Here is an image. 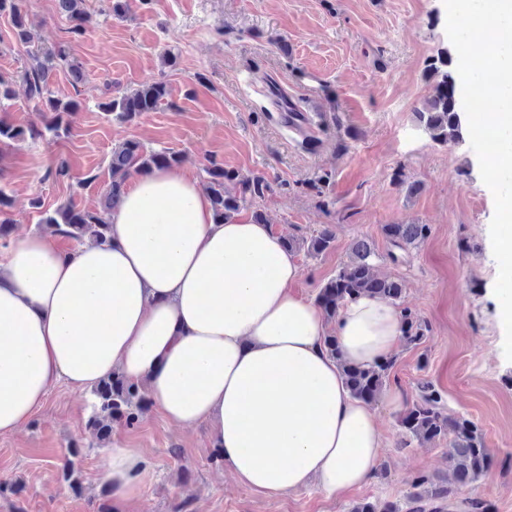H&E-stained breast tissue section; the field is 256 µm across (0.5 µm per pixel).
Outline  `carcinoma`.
Wrapping results in <instances>:
<instances>
[{"mask_svg": "<svg viewBox=\"0 0 512 512\" xmlns=\"http://www.w3.org/2000/svg\"><path fill=\"white\" fill-rule=\"evenodd\" d=\"M59 8L68 17L70 32H83L81 0H58ZM9 15L15 40L20 44L29 41L26 14L20 0H0V15ZM34 62L21 72L28 96L40 102L51 112L50 123L45 131H30L34 138H44L49 132L58 137L68 131V118L77 110L73 101L63 102L52 95L50 73L61 62L66 61L65 50L59 48L42 56L34 55ZM452 58L441 52L427 69L433 82V95L425 111L417 113L422 130L436 142L463 139L464 126L456 98V79L450 70ZM168 84L163 80L141 83L138 88L125 92L118 90L101 109L115 118L128 121L142 112H152L168 100ZM179 162V155L167 149H148L138 141L129 140L112 151L109 166L112 183L106 192V204L101 212L79 209L74 205L61 206L54 212L45 213L43 222L57 227V231L68 239L79 241L85 237L98 244L109 243L110 224L105 214L117 207L123 194L124 178L129 171L148 172L154 168H170ZM207 175L212 212L215 221L222 222L238 215L252 206V200L264 196L269 185L261 176L241 179L239 174L227 171L224 166L212 162L204 169ZM242 186L238 193L231 192L228 182ZM382 234L393 249L405 251L408 247L426 238V224H384ZM334 241L333 233L323 228L307 243V253L319 254L327 250ZM350 261L344 263L319 290L316 303L328 319L337 317L342 305L360 296L395 301L403 292L398 279L379 277L374 274L370 259L374 249L366 240L356 241L351 249ZM403 339L417 344L424 338L422 324L411 315H404ZM327 352L336 359L345 384L352 397L367 403L379 399L383 392L388 371L394 360L386 358L370 364H351L342 358L336 337L324 338ZM95 398L86 427L93 436L104 439L112 433V422L132 424L143 411L146 399L137 385L117 375L92 389ZM405 432L417 441H449V459L452 463L454 483L465 485L473 482L486 470L489 463L488 448L479 426L464 415L448 413L442 404L441 394L430 384L419 388L416 401L412 402L400 418ZM350 512H400L398 504L386 502L382 505L370 501L355 504Z\"/></svg>", "mask_w": 512, "mask_h": 512, "instance_id": "1", "label": "carcinoma"}]
</instances>
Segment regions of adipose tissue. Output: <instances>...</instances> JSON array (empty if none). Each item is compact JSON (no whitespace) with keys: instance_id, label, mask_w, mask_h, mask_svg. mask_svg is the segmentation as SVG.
Returning <instances> with one entry per match:
<instances>
[{"instance_id":"obj_1","label":"adipose tissue","mask_w":512,"mask_h":512,"mask_svg":"<svg viewBox=\"0 0 512 512\" xmlns=\"http://www.w3.org/2000/svg\"><path fill=\"white\" fill-rule=\"evenodd\" d=\"M108 244L59 248L17 236L0 256V434L27 426L50 389L114 373L144 384L170 423H208L234 481L264 495L316 484L326 496L372 478L383 438L323 340L369 364L393 353L403 316L345 302L334 329L296 294L301 268L270 225L213 218L208 193L169 169L135 172L109 218ZM148 459L106 449L101 479L134 496Z\"/></svg>"}]
</instances>
